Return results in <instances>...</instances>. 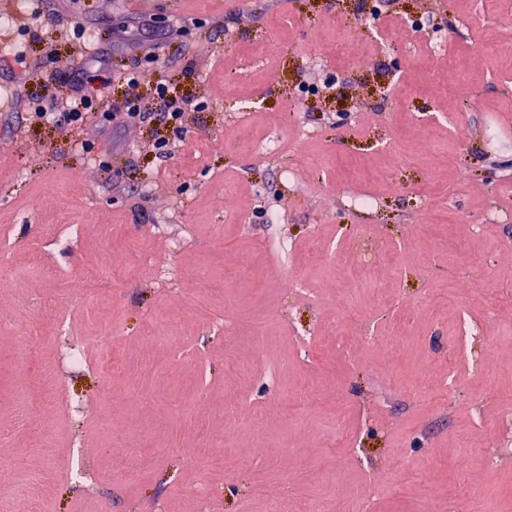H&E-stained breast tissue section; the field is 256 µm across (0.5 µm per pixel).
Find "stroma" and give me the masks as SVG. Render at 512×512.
<instances>
[{
    "instance_id": "35a3bbf8",
    "label": "stroma",
    "mask_w": 512,
    "mask_h": 512,
    "mask_svg": "<svg viewBox=\"0 0 512 512\" xmlns=\"http://www.w3.org/2000/svg\"><path fill=\"white\" fill-rule=\"evenodd\" d=\"M359 2L49 0L0 46V238L43 252L0 268V430L19 460L0 471V512H19L15 489L52 468L74 477L45 485L49 512H270L286 490L327 512H424L437 493L450 512H512V311L490 300L512 289V222L482 219L512 214V0H376L366 28L352 22ZM75 21L117 68L159 45L141 86L153 114L159 83L203 102L174 155L159 156L154 118L102 132L30 123L43 81L71 92ZM174 26L188 32L167 41ZM329 74L331 88L305 91ZM269 137L273 160L253 149ZM352 191L374 205L350 206ZM449 202L464 220L426 225ZM61 224L76 236L49 244ZM112 277L119 289L103 287ZM463 314L480 336L450 389ZM403 317L394 346L373 344ZM255 326L276 381L252 365ZM302 333L324 339L310 363ZM67 334L89 345L83 368L59 364ZM23 336L74 417L48 403L18 424ZM109 353L121 367L105 382ZM208 442L229 455L205 461Z\"/></svg>"
}]
</instances>
